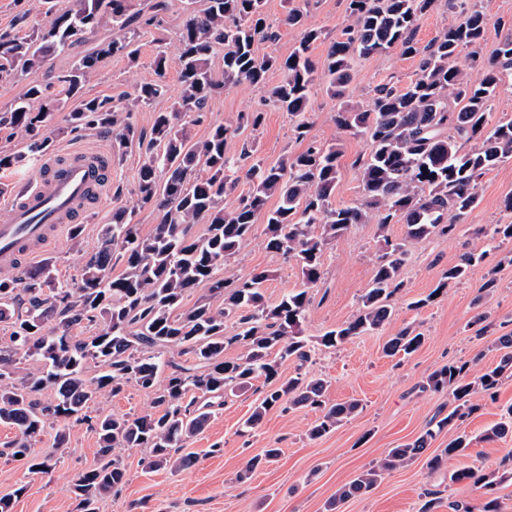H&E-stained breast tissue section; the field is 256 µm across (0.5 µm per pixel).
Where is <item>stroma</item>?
Returning <instances> with one entry per match:
<instances>
[{
	"mask_svg": "<svg viewBox=\"0 0 512 512\" xmlns=\"http://www.w3.org/2000/svg\"><path fill=\"white\" fill-rule=\"evenodd\" d=\"M291 3L303 8L309 27L324 31V38L311 47L313 61L322 62L330 39L351 22L345 0H265L267 20L277 27L278 37L258 43V54L284 56L299 41V30L281 23ZM469 3L487 19L482 61L472 63L463 53L456 64L476 84L484 75V62L493 58L500 42L512 33V0ZM181 13V0H172L164 31H144L138 64L112 58L98 63L84 88L85 97H120L133 86L155 80L152 59L157 49H165L171 61L166 76L169 95L136 114L138 127L150 130L154 114L166 110L171 96L180 89L175 59ZM111 34V27L100 28L97 36L86 37L56 56L51 69L0 80V111L9 109L29 86L55 82L58 74L70 68L74 57L86 54L97 38ZM416 65V59L397 47L356 60L347 92L349 104L367 105L376 85L383 82L406 87ZM281 79V73L273 71L265 84H243L214 97L206 123L193 127V138H203L210 123L235 122L238 113L257 107L267 88ZM337 108V100L326 93L324 86H317L310 109L309 138L320 144H340L341 176L333 204L344 207L361 200L356 161L366 153L367 145L362 138L337 126ZM254 138L259 156L271 165L303 149L291 135L288 114L280 111L265 112ZM73 146L107 152L112 180L103 198L90 209L81 245H74L69 235H62L33 262L37 268L53 263L59 277L70 282L78 279L84 256L96 248L99 228L110 223L113 207L131 204L142 161L136 151L117 155L111 138L103 133H55L53 150ZM479 195L478 207L460 222L453 235L435 233L421 241L405 243L407 255L400 274L403 286L391 300L392 320L382 331L352 338L335 349L317 347L312 359L304 364L293 359L281 363V380L298 374L322 378L328 382V402L360 400L362 409L357 416L314 440L309 431L316 423L317 412L283 404L269 410L258 425L247 430L243 423L253 411L256 392L228 396L206 428L188 444V451L198 458L192 468L150 471L144 465L145 449H119L128 481L99 501L98 512H421L427 503L432 506L431 512H453L456 503L479 512L482 503L491 497L496 498L499 512H512V466L504 462L512 453V437L497 441L483 438L484 432L499 421L501 407L512 404L511 379L500 386L496 399L476 396V411L457 427L444 430L429 447L430 453H439L450 439L465 434L471 439L466 456L449 460L434 473L419 459L387 472L366 494L340 503L334 500L339 488L389 449L417 438L437 411L447 406V393L424 386L431 372L451 362L472 359L482 369L494 366L499 359L494 340L512 333V241L493 249L483 233L484 228L494 224H512V211L503 206L504 198L512 195V160L484 175ZM404 238V225L390 224L382 229L373 222L353 225L347 234L328 245L323 254V276L309 291L311 302L302 323L304 336L317 339L350 320L371 285L385 241L405 242ZM467 252L482 254V262L470 267L464 278L443 293H436L443 272ZM255 268L273 272L264 285L268 305H276L284 294L302 285L294 261L267 250L265 226L261 223L255 224L239 254L228 262L225 274L235 279ZM491 277L496 280L495 288L486 297H479V288ZM419 299L424 302L420 308L415 305ZM481 312L487 315L490 326L480 334L472 320ZM407 326L424 334L422 347L409 356H385L386 341ZM153 408V394L132 383L119 394L101 391L96 395L95 409L99 412L129 415ZM54 435V427H46L33 445L34 453L40 456L60 453L51 474L30 475L20 463L0 457V495L14 493L11 512H82L71 478L99 465L97 436L89 423L71 424L69 444L59 451ZM268 448L280 449L277 460L258 467L247 482H237L236 475L247 462ZM469 467L495 476L497 483L492 492L467 482H452L453 471Z\"/></svg>",
	"mask_w": 512,
	"mask_h": 512,
	"instance_id": "stroma-1",
	"label": "stroma"
}]
</instances>
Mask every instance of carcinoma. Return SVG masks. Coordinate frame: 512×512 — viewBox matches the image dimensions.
<instances>
[{
  "label": "carcinoma",
  "mask_w": 512,
  "mask_h": 512,
  "mask_svg": "<svg viewBox=\"0 0 512 512\" xmlns=\"http://www.w3.org/2000/svg\"><path fill=\"white\" fill-rule=\"evenodd\" d=\"M179 29V94L163 112L154 114L149 140L135 122V112L168 93V56L160 49L152 66L156 80L137 85L122 98H85L82 90L97 63L107 58L137 62L139 38L146 27L163 26L171 0H151L143 9L137 0H71L65 9L48 5L49 20L20 36L0 31V76H18L49 68L58 54L98 28L110 25L116 36L73 62L57 82L63 95H53L39 84L28 87L23 98L0 111V131L21 130L28 138L33 158L50 148L56 117L66 113L70 131L110 130L113 146L124 155L144 150L134 190L135 203L112 208V219L101 226L95 252L86 256L80 278L73 284L57 280L50 264L26 270L18 277L0 278V322L10 321L9 343L0 345V424L13 426L19 435L9 455H21L30 474H47L52 459L31 452V442L50 424L64 423L55 435V447L69 441L67 424L90 423L101 456L108 461L72 477L74 494L83 512H97L105 494L127 481L124 463L114 455L118 448H144L150 469L189 468L196 458L174 456V449L195 436L223 405L226 391H244L264 379L268 387L255 405L246 426L257 424L273 407L288 399L291 407L321 412L310 430L320 438L355 416L356 400L327 405L321 380L306 381L296 375L279 381L280 363L311 357L310 341L301 324L309 307V289L322 278L326 245L345 235L355 224L405 225V242L384 239L385 252L375 267L371 286L361 298L353 318L326 331L317 344L330 349L355 336L379 331L391 317V298L400 290L405 243L440 232L452 234L457 225L445 223L448 213L460 220L479 201V181L500 163L512 159V118L503 117L488 127L491 102L512 71V36L506 37L485 66L482 81L465 80L455 64L467 49L472 61L480 58L486 18L465 0H448V9L461 8L465 18L448 25L426 45L416 40L420 19L438 0H347L346 11L354 23L341 29L328 46L322 67H316L310 50L322 31L306 25L298 7L288 9L283 24L302 30L301 39L286 57L258 56L255 45L277 38L264 14L265 0H185ZM399 45L403 54L417 59L409 84L398 89L378 85L366 108L339 105L336 125L364 138L369 146L358 160L362 199L337 208L332 199L339 184L341 149L337 144L309 143L305 150L268 165L257 157L254 143L244 137L256 129L266 110L288 113L294 139L308 138L310 107L316 71H321L326 91L337 100L346 97L353 63ZM224 49L221 75L212 67V54ZM270 70L282 81L262 100V108L238 114L236 124L211 123L208 134L195 140L191 127L206 119L212 96L242 84L260 85ZM461 103L448 110V96ZM243 138L240 153L228 151V141ZM477 141L460 152L458 141ZM250 190L237 207L224 209V195L241 180ZM277 198V205L267 207ZM150 209L159 222L149 235L141 233L136 212ZM265 224L266 247L296 260L303 287L285 294L270 308L263 285L272 271L255 268L228 285L223 271L251 236L254 224ZM207 225L206 233L192 236L189 226ZM489 241L512 240V224H494L482 230ZM483 255L467 252L460 262L443 272L432 299L461 280ZM121 271L114 275L116 267ZM207 286L217 308L201 299L184 307L188 293ZM100 320L103 329L78 336L83 324ZM235 321L237 332L224 335V321ZM425 340L423 333L406 327L385 344L389 357L410 355ZM231 344L245 354L224 360ZM505 353L498 363L469 376L467 362L445 365L431 372L426 387L448 391L453 406L437 414L414 441L392 448L370 468L359 473L338 494L345 499L369 492L384 474L402 464L426 457L431 471L445 461L467 454L470 442L460 435L438 454L425 456L430 441L445 428L475 409L478 394L495 399L498 388L512 379V334L498 338ZM180 348L191 363L167 357L168 348ZM34 360L38 373L21 372L20 364ZM98 368L86 378L90 366ZM133 382L155 394V411L139 415H88L94 395L108 389L120 393ZM512 435V406L506 420L485 431L489 441ZM451 480L486 487L480 469L464 468Z\"/></svg>",
  "instance_id": "cac0c4a2"
}]
</instances>
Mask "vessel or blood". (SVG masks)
<instances>
[{"label":"vessel or blood","mask_w":512,"mask_h":512,"mask_svg":"<svg viewBox=\"0 0 512 512\" xmlns=\"http://www.w3.org/2000/svg\"><path fill=\"white\" fill-rule=\"evenodd\" d=\"M110 179L103 151L72 147L45 156L33 179L11 198L9 221L0 224V268L17 270L61 227L78 223Z\"/></svg>","instance_id":"vessel-or-blood-1"}]
</instances>
